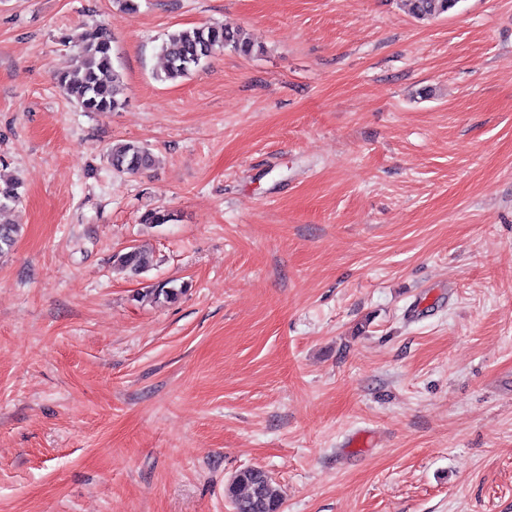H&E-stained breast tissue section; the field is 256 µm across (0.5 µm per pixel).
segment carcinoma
Instances as JSON below:
<instances>
[{
    "label": "carcinoma",
    "mask_w": 512,
    "mask_h": 512,
    "mask_svg": "<svg viewBox=\"0 0 512 512\" xmlns=\"http://www.w3.org/2000/svg\"><path fill=\"white\" fill-rule=\"evenodd\" d=\"M409 14L419 21L436 19L455 8L459 0H402ZM113 40L100 26L84 30L78 38L74 70L57 76L63 93L85 112H117L124 102L118 98L121 73L114 65ZM230 49L241 56L255 53V45L240 31L220 25H203L175 30L161 45L166 61L163 81L182 79L196 70L219 49ZM108 163L118 173L135 174L154 165L148 148L128 142L112 148ZM21 183L14 178L0 177V252L10 248L19 234L6 210L21 200ZM175 215L167 210L149 209L141 215L143 224H170ZM113 264L135 274L146 271L149 259L137 248L117 253ZM180 290L164 284L155 285L146 295L158 301H172ZM225 496L236 512H281L282 497L266 471L258 467L237 472L225 487Z\"/></svg>",
    "instance_id": "obj_1"
}]
</instances>
